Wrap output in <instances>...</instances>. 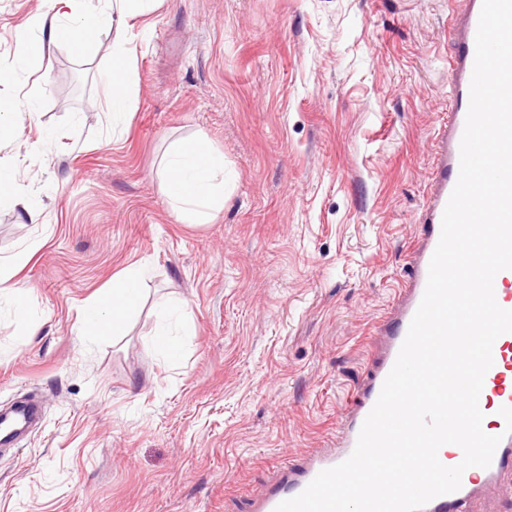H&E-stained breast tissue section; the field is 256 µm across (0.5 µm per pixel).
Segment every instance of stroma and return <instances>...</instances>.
<instances>
[{
    "label": "stroma",
    "instance_id": "35a3bbf8",
    "mask_svg": "<svg viewBox=\"0 0 512 512\" xmlns=\"http://www.w3.org/2000/svg\"><path fill=\"white\" fill-rule=\"evenodd\" d=\"M43 0H0V99L33 95L23 193L0 205V259L41 246L0 303V407L39 424L0 449V512H251L284 460L331 444L396 309L452 84L449 0H159L83 56L19 61ZM137 48L110 124L112 44ZM224 155V207L182 221L173 142ZM149 275L123 336L82 310L133 264ZM187 305L185 354L153 345L156 306Z\"/></svg>",
    "mask_w": 512,
    "mask_h": 512
}]
</instances>
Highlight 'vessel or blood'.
<instances>
[{
    "label": "vessel or blood",
    "mask_w": 512,
    "mask_h": 512,
    "mask_svg": "<svg viewBox=\"0 0 512 512\" xmlns=\"http://www.w3.org/2000/svg\"><path fill=\"white\" fill-rule=\"evenodd\" d=\"M464 7L455 19V54L449 65L454 79L450 89L448 116L435 132L437 162L429 176V187L421 217L425 237L415 252L407 279L401 289V302L382 328L385 343L356 391V402L342 414L336 439L327 448L290 459L281 467L280 479L260 494L252 504V512H275L282 501L295 497L322 471L346 460L353 452L363 422L381 392L392 369L410 322L425 292L429 263L441 236L445 207L457 182L460 168V143L469 107L470 83L475 60V38L482 0H462ZM494 285L495 299L504 309L512 310V270L499 272ZM494 364L485 375L479 396V407L488 415L483 426L490 435L500 436L489 467H472L462 476L459 490L434 498L422 512H473L475 491L505 475L512 476V434H506L505 421L499 410L512 406V333L501 335L493 346Z\"/></svg>",
    "instance_id": "obj_1"
}]
</instances>
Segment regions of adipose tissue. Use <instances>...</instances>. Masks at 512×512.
Listing matches in <instances>:
<instances>
[{
	"instance_id": "obj_1",
	"label": "adipose tissue",
	"mask_w": 512,
	"mask_h": 512,
	"mask_svg": "<svg viewBox=\"0 0 512 512\" xmlns=\"http://www.w3.org/2000/svg\"><path fill=\"white\" fill-rule=\"evenodd\" d=\"M48 7L32 19L41 36L32 40L19 36L15 54L24 61L42 57L46 47L62 41L76 46L91 45L98 32L107 25L123 26L127 18L148 10L152 0H114L111 13L90 15L78 25L66 21L65 11L73 0H47ZM133 47L119 43L112 49L109 72L113 119L123 118L128 110V86ZM165 192L183 221L197 224L211 211L224 204V156L213 150L204 138L194 137L178 143L166 163ZM144 271L132 265L113 277L111 284L86 307L80 335L87 337L121 335L129 318L141 304V282Z\"/></svg>"
}]
</instances>
